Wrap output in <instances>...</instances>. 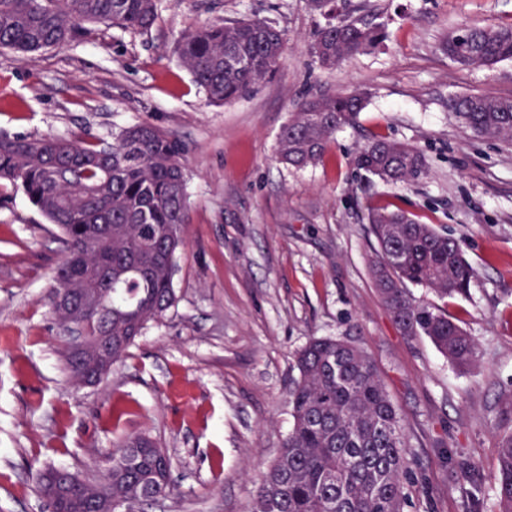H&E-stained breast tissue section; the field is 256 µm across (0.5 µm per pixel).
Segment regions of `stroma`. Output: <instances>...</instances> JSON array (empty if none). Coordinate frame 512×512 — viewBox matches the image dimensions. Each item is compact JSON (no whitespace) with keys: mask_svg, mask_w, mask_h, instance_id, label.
I'll list each match as a JSON object with an SVG mask.
<instances>
[{"mask_svg":"<svg viewBox=\"0 0 512 512\" xmlns=\"http://www.w3.org/2000/svg\"><path fill=\"white\" fill-rule=\"evenodd\" d=\"M156 4L146 33L98 25L60 49L0 50V138L108 141L150 122L186 144L189 200L174 305L86 386L50 313L57 229L0 182V512H46L38 477L51 468L100 480L135 432L171 458L173 491L146 512H250L292 426L295 354L313 336L350 340L375 364L409 444L407 512H497L498 446L512 432V147L476 137L448 101L512 97V61L465 68L438 45L455 28L512 24V0H350L387 37L333 69L309 53L326 20L308 0ZM255 17L282 32L280 63L254 93L210 103L180 62L181 36ZM355 89L367 104L320 163L279 160L299 101ZM372 136L420 147L428 174L391 185L358 171ZM383 207L447 231L478 269L447 308L476 339L479 367L453 366L392 321L369 271L366 217Z\"/></svg>","mask_w":512,"mask_h":512,"instance_id":"35a3bbf8","label":"stroma"}]
</instances>
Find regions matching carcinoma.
<instances>
[{
    "label": "carcinoma",
    "mask_w": 512,
    "mask_h": 512,
    "mask_svg": "<svg viewBox=\"0 0 512 512\" xmlns=\"http://www.w3.org/2000/svg\"><path fill=\"white\" fill-rule=\"evenodd\" d=\"M155 0H0V49L33 53L63 47L104 24L149 31ZM382 25L344 17L316 32L311 52L334 68L380 44ZM440 48L465 67L512 59V26L451 31ZM283 55V37L259 18L224 20L186 33L182 64L214 103L252 91ZM366 93L318 94L303 101L279 136L280 160L293 167L322 161L337 130L354 124ZM476 136L512 145V98L470 94L451 100ZM186 145L143 122L120 130L112 143L96 137L0 139V181L21 190L62 235L66 255L53 294L97 288L98 321H112V363L121 361L147 323L174 305L175 258L185 244L188 200ZM356 167L387 183H411L427 174L417 147L370 139ZM375 238L374 286L402 333L425 337L461 369L478 362V345L447 310L422 303L407 285L439 298L469 293L478 271L456 239L402 210L367 215ZM50 310L62 331L74 325L93 334L99 325L71 311ZM299 377L288 392L293 425L263 476L250 512H403L411 474L402 419L367 353L342 338L313 337L296 354ZM166 451L148 435L132 433L116 446L112 506H140L171 492ZM498 512H512V433L502 436L495 477Z\"/></svg>",
    "instance_id": "obj_1"
}]
</instances>
